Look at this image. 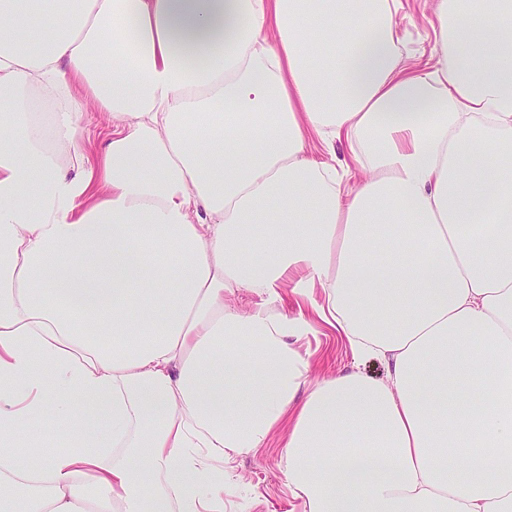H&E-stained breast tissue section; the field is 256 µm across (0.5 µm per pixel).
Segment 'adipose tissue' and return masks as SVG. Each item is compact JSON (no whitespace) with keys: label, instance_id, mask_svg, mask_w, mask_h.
<instances>
[{"label":"adipose tissue","instance_id":"ef3b65f1","mask_svg":"<svg viewBox=\"0 0 512 512\" xmlns=\"http://www.w3.org/2000/svg\"><path fill=\"white\" fill-rule=\"evenodd\" d=\"M432 9L419 68L396 0H0V512H224L283 425L305 512H512V0ZM290 279L384 380L298 399ZM111 127L109 118L102 112L92 109L85 112L82 122L83 135L86 139H90V143H99L103 140Z\"/></svg>","mask_w":512,"mask_h":512}]
</instances>
